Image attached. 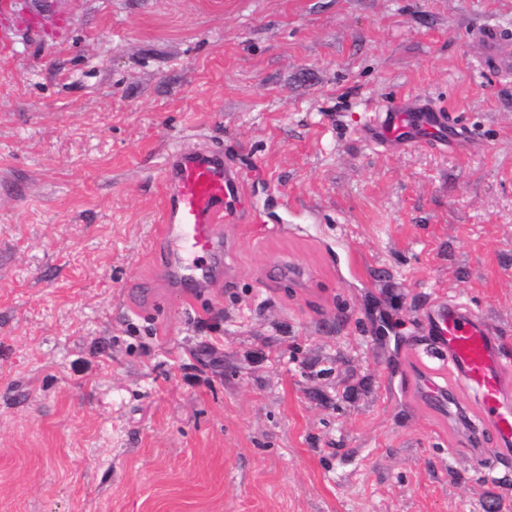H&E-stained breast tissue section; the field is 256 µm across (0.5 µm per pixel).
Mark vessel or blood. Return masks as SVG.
<instances>
[{
    "instance_id": "1",
    "label": "vessel or blood",
    "mask_w": 512,
    "mask_h": 512,
    "mask_svg": "<svg viewBox=\"0 0 512 512\" xmlns=\"http://www.w3.org/2000/svg\"><path fill=\"white\" fill-rule=\"evenodd\" d=\"M482 67L512 72V31L495 24L479 29ZM452 113L424 102L416 107L394 105L376 113L362 130L373 143L391 147L400 133L419 131L437 147L465 141V132L449 140L444 132L455 126ZM249 173L225 160L222 147L177 148L166 157L163 231L158 240L168 255V279L180 287L201 291L223 275L222 259L230 250L219 230L222 224H258L261 215L249 203ZM429 355L447 360L460 388L474 394L480 430L465 441L473 464L512 453V373L499 355V334L482 316L452 300H435L422 312ZM493 431L496 445L484 447V431Z\"/></svg>"
}]
</instances>
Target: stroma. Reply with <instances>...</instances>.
I'll use <instances>...</instances> for the list:
<instances>
[{
    "label": "stroma",
    "instance_id": "stroma-1",
    "mask_svg": "<svg viewBox=\"0 0 512 512\" xmlns=\"http://www.w3.org/2000/svg\"><path fill=\"white\" fill-rule=\"evenodd\" d=\"M0 9V512H512V456L416 355L463 302L512 365V0H24ZM430 97L463 152L361 124ZM257 171L202 292L161 274L166 157ZM363 275L349 273L346 252ZM446 390L437 409L406 374ZM475 39L481 47L479 62L482 67L507 74L512 72V54L508 50L512 42L510 29L489 24L475 33Z\"/></svg>",
    "mask_w": 512,
    "mask_h": 512
}]
</instances>
